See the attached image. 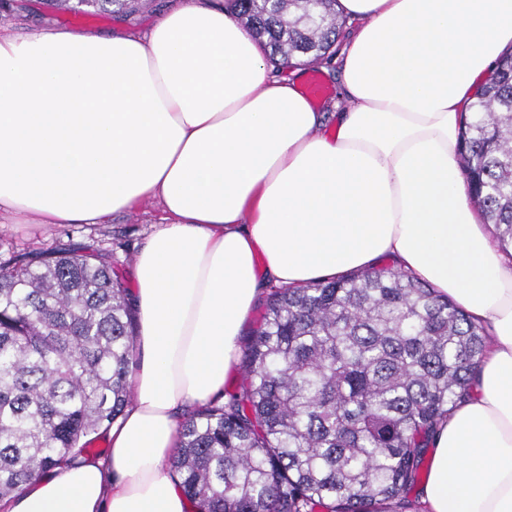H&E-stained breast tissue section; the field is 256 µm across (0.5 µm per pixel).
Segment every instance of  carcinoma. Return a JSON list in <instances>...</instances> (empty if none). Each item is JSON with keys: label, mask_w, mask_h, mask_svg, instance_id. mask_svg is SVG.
Returning a JSON list of instances; mask_svg holds the SVG:
<instances>
[{"label": "carcinoma", "mask_w": 512, "mask_h": 512, "mask_svg": "<svg viewBox=\"0 0 512 512\" xmlns=\"http://www.w3.org/2000/svg\"><path fill=\"white\" fill-rule=\"evenodd\" d=\"M272 62L331 58L334 0H228ZM75 14L138 0H41ZM469 200L512 246V54L462 147ZM240 389L181 424L169 461L196 512H408L437 423L472 395L485 331L395 265L274 286ZM137 314L112 251L0 256V498L93 451L130 403Z\"/></svg>", "instance_id": "obj_1"}]
</instances>
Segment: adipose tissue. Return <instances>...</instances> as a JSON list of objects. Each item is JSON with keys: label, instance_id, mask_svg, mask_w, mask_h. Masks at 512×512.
<instances>
[{"label": "adipose tissue", "instance_id": "obj_1", "mask_svg": "<svg viewBox=\"0 0 512 512\" xmlns=\"http://www.w3.org/2000/svg\"><path fill=\"white\" fill-rule=\"evenodd\" d=\"M353 22L331 116L223 5L145 36L0 35V213L165 217L135 262L133 399L109 452L0 512H195L169 460L178 416L220 398L268 284L389 258L483 326L472 397L435 429L422 512H512V250L469 203L462 117L512 52V0H336Z\"/></svg>", "mask_w": 512, "mask_h": 512}]
</instances>
